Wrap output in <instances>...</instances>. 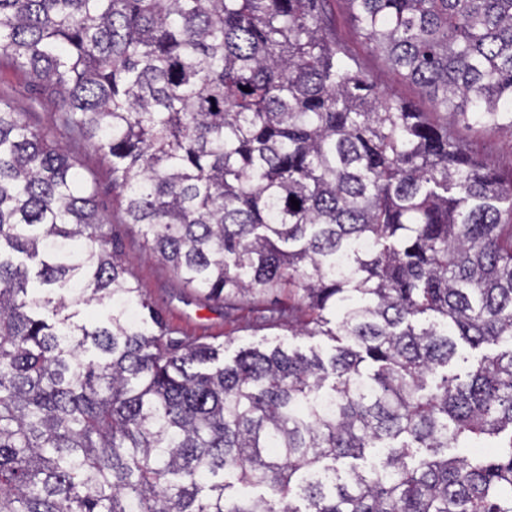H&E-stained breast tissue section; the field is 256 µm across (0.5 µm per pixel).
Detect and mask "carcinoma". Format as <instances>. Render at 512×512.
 Returning <instances> with one entry per match:
<instances>
[{
    "mask_svg": "<svg viewBox=\"0 0 512 512\" xmlns=\"http://www.w3.org/2000/svg\"><path fill=\"white\" fill-rule=\"evenodd\" d=\"M323 2L0 0V72L59 121L0 100V512H512V176L453 132L512 135V0H345L441 121ZM81 139L150 254L334 352L173 339ZM324 10L332 22L336 40L350 48L360 66L375 77L380 91L412 103L420 112H437L427 96L415 85L400 78L378 52L364 43L343 0L324 1ZM33 97L34 93L21 75L12 72L0 74V99L8 102L16 112H27L26 118L32 125L54 131L58 118L54 104L49 100L33 103Z\"/></svg>",
    "mask_w": 512,
    "mask_h": 512,
    "instance_id": "carcinoma-1",
    "label": "carcinoma"
}]
</instances>
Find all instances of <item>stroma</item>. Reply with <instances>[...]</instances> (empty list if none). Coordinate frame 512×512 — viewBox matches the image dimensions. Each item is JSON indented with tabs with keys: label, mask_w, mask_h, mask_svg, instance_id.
<instances>
[{
	"label": "stroma",
	"mask_w": 512,
	"mask_h": 512,
	"mask_svg": "<svg viewBox=\"0 0 512 512\" xmlns=\"http://www.w3.org/2000/svg\"><path fill=\"white\" fill-rule=\"evenodd\" d=\"M324 10L332 22L337 40L346 44L360 66L375 77L380 91L412 103L419 111H433V103L427 96L400 78L378 52L364 43L345 0H325ZM0 100L8 102L15 111L25 113L32 125L55 129L57 114L54 104L47 100L35 103L33 93L21 75L12 72L0 74ZM455 133L485 165L502 175L512 174V136L495 129L477 131L463 124L456 127ZM70 153L88 184L96 190L98 210L108 224L124 266L176 336L223 344L224 356L228 359L241 348L272 346L283 340L288 341L290 348L304 353L312 348L331 352L334 343L327 337L289 338L282 327L263 320L265 311L287 306L288 301L283 295L268 294L257 301L244 299L228 308L198 296L168 265L149 255L136 225L124 223L121 211L112 201V184L101 153L84 145L71 146Z\"/></svg>",
	"instance_id": "stroma-1"
}]
</instances>
